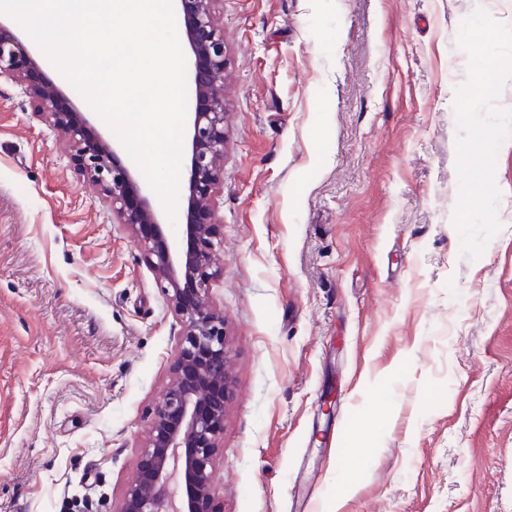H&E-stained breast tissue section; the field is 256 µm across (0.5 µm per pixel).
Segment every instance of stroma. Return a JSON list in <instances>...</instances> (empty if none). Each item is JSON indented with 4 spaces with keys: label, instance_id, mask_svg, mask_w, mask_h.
Segmentation results:
<instances>
[{
    "label": "stroma",
    "instance_id": "stroma-1",
    "mask_svg": "<svg viewBox=\"0 0 512 512\" xmlns=\"http://www.w3.org/2000/svg\"><path fill=\"white\" fill-rule=\"evenodd\" d=\"M512 0H216L234 384L221 512H512V137L461 252L457 44ZM0 79V512H116L181 325Z\"/></svg>",
    "mask_w": 512,
    "mask_h": 512
}]
</instances>
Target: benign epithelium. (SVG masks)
I'll return each mask as SVG.
<instances>
[{
	"label": "benign epithelium",
	"mask_w": 512,
	"mask_h": 512,
	"mask_svg": "<svg viewBox=\"0 0 512 512\" xmlns=\"http://www.w3.org/2000/svg\"><path fill=\"white\" fill-rule=\"evenodd\" d=\"M185 40L193 62L190 96L195 101L187 124L190 147L185 244L170 247L162 212L137 175L121 164L114 143L98 134L88 139L89 113L59 110L37 80L40 59L31 43L0 22V76L23 88L66 137L75 165L98 190L129 233L183 326L162 400L139 445V466L115 512H217L211 475L224 447V415L233 385L224 313L212 302L221 243L216 217L224 159L227 64L224 35L215 0H178Z\"/></svg>",
	"instance_id": "1"
}]
</instances>
